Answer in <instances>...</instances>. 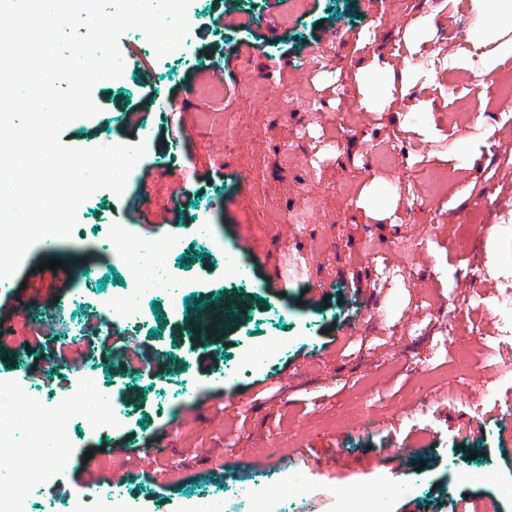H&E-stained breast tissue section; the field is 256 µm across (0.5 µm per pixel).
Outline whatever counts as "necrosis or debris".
I'll return each mask as SVG.
<instances>
[{
  "label": "necrosis or debris",
  "instance_id": "necrosis-or-debris-1",
  "mask_svg": "<svg viewBox=\"0 0 512 512\" xmlns=\"http://www.w3.org/2000/svg\"><path fill=\"white\" fill-rule=\"evenodd\" d=\"M180 244L175 240L139 244L138 249L148 258L152 275L143 279L137 269L122 271L125 286L113 294L108 305L112 319L140 330L150 318L149 302L153 297L164 299L171 313L184 307L186 285L178 278L172 257ZM20 404L46 409L50 431L33 428L15 408L0 407V453L17 457L16 475L8 496L0 498V512H33V487L26 473L38 470L44 479L54 476L52 459L62 449L70 447L73 421L69 408L50 406L42 390L33 388L21 395ZM244 501L243 512H283L282 500L261 490L242 492L236 486L225 485L220 492L191 494L180 504V512H224L229 500ZM54 512H138V504L120 487L102 493L82 491L54 508Z\"/></svg>",
  "mask_w": 512,
  "mask_h": 512
}]
</instances>
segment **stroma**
Masks as SVG:
<instances>
[{"instance_id":"35a3bbf8","label":"stroma","mask_w":512,"mask_h":512,"mask_svg":"<svg viewBox=\"0 0 512 512\" xmlns=\"http://www.w3.org/2000/svg\"><path fill=\"white\" fill-rule=\"evenodd\" d=\"M461 2L191 0L180 55L156 57L133 30L121 37L123 77L95 85L99 114L70 123L61 141L142 142L139 172H163L146 191L94 193L77 238L35 248L62 268L24 264L0 287V384L41 388L53 376L61 405L69 362L94 356L127 415L113 430L75 428L65 474L34 486L36 512L101 490L102 475L147 512H172L188 491L214 488L219 469L272 495L289 471L306 473L314 493L297 512H330L333 499L410 478L418 489L396 492L386 512L456 502L512 512L501 493L512 484V373L493 308L512 270V119L502 114L512 64L489 74L471 65L477 21ZM412 52L441 65L409 64ZM214 65L223 87L208 79ZM417 111L425 123H406ZM182 169L192 174L184 187L171 177ZM472 220L497 239L463 235ZM110 231L180 241L173 265L191 284L182 313L157 297L143 331L104 329L103 301L123 288L128 263ZM408 259L411 287L384 276ZM229 264L244 281L226 275ZM281 275L292 289L273 288ZM79 291L77 336L45 334L41 312L17 308ZM452 304L469 309L454 324ZM220 308L233 317L222 338L190 331L197 310ZM130 334L151 366L113 359L110 345ZM279 337L274 360L232 370L235 356ZM467 369L479 384L461 381Z\"/></svg>"}]
</instances>
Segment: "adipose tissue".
<instances>
[{
  "label": "adipose tissue",
  "mask_w": 512,
  "mask_h": 512,
  "mask_svg": "<svg viewBox=\"0 0 512 512\" xmlns=\"http://www.w3.org/2000/svg\"><path fill=\"white\" fill-rule=\"evenodd\" d=\"M471 7L480 24L472 29L469 40L484 48L485 70L495 71L512 57V41L502 38L504 29L512 26V0H471Z\"/></svg>",
  "instance_id": "obj_1"
}]
</instances>
